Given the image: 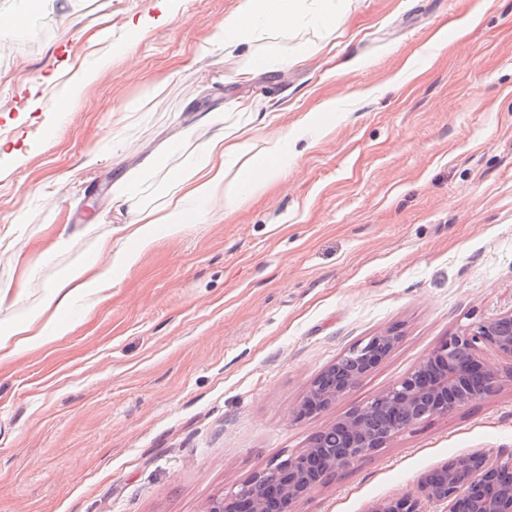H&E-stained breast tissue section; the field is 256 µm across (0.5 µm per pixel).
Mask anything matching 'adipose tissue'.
<instances>
[{
    "label": "adipose tissue",
    "instance_id": "1",
    "mask_svg": "<svg viewBox=\"0 0 512 512\" xmlns=\"http://www.w3.org/2000/svg\"><path fill=\"white\" fill-rule=\"evenodd\" d=\"M306 17L324 27L333 21L330 9L306 15L295 0H278L272 11L265 0H241L237 11L219 24L215 42L229 55L239 45L258 41L262 31L288 32ZM287 146V139L277 134L266 135L257 145L246 138L227 142L223 116H210L207 133L198 142L197 164L175 176L174 190L162 206L135 211L120 226L119 239H98L94 259L54 281L44 307L23 320L0 318V358L35 351L68 334L73 328L69 312L77 306L88 312L105 301L118 275L134 268L158 236L180 238L187 212L201 223L222 222L243 197L260 193L280 177Z\"/></svg>",
    "mask_w": 512,
    "mask_h": 512
}]
</instances>
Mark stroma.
Returning a JSON list of instances; mask_svg holds the SVG:
<instances>
[{
    "mask_svg": "<svg viewBox=\"0 0 512 512\" xmlns=\"http://www.w3.org/2000/svg\"><path fill=\"white\" fill-rule=\"evenodd\" d=\"M240 0H71L0 32V233L69 225L9 318L129 214L141 158L154 205L223 113L294 135L282 177L220 224L189 221L121 273L72 332L0 361V512H207L254 473L414 371L460 329L512 311V0H341L334 26L211 45ZM286 70H260L261 56ZM250 71L241 80L239 71ZM95 167H83L87 153ZM402 341L323 413L293 410L353 345ZM512 457V385L395 435L293 512H366L468 453Z\"/></svg>",
    "mask_w": 512,
    "mask_h": 512,
    "instance_id": "35a3bbf8",
    "label": "stroma"
}]
</instances>
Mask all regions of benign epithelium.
<instances>
[{
	"mask_svg": "<svg viewBox=\"0 0 512 512\" xmlns=\"http://www.w3.org/2000/svg\"><path fill=\"white\" fill-rule=\"evenodd\" d=\"M400 341L398 332L386 330L349 349L339 358L343 366L333 365L313 381L294 420L327 410ZM481 345L512 359V311L461 329L405 378L316 433L308 447L282 462L279 487H267L259 472L246 493L226 495L208 512H273L271 502L280 495L291 507L421 418L446 416L512 382V365L499 369L477 359ZM425 502L444 506V512H512V460L485 452L459 456L423 474L417 494L376 502L368 512H425Z\"/></svg>",
	"mask_w": 512,
	"mask_h": 512,
	"instance_id": "obj_1",
	"label": "benign epithelium"
}]
</instances>
